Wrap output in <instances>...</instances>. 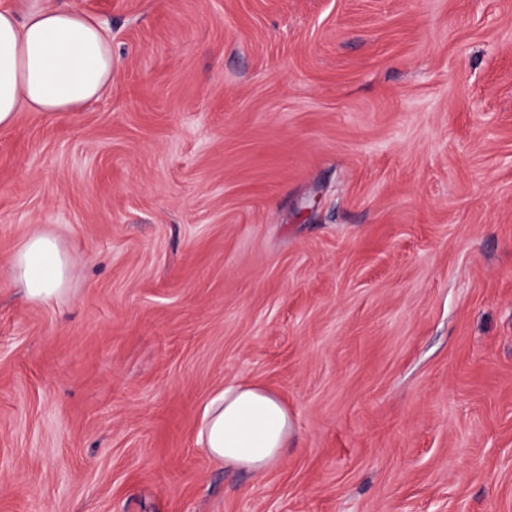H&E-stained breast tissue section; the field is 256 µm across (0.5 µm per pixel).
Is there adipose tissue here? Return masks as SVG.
<instances>
[{"instance_id": "adipose-tissue-1", "label": "adipose tissue", "mask_w": 512, "mask_h": 512, "mask_svg": "<svg viewBox=\"0 0 512 512\" xmlns=\"http://www.w3.org/2000/svg\"><path fill=\"white\" fill-rule=\"evenodd\" d=\"M111 82L112 40L97 18L38 0L0 10V128L24 109L48 117L79 111ZM70 268L56 239L35 230L10 272L26 300L46 303L62 293ZM292 432L275 393L233 380L204 405L196 442L225 467L263 473L279 463Z\"/></svg>"}]
</instances>
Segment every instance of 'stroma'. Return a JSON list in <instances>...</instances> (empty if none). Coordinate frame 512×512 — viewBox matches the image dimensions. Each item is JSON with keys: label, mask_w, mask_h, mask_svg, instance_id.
I'll use <instances>...</instances> for the list:
<instances>
[{"label": "stroma", "mask_w": 512, "mask_h": 512, "mask_svg": "<svg viewBox=\"0 0 512 512\" xmlns=\"http://www.w3.org/2000/svg\"><path fill=\"white\" fill-rule=\"evenodd\" d=\"M42 3L112 83L0 129V512H512V0ZM233 379L262 474L196 443ZM70 268L56 239L34 230L15 253L10 272L26 300L48 303L66 289ZM292 432L288 407L275 393L233 380L204 405L196 442L224 467L264 473L279 463Z\"/></svg>", "instance_id": "obj_1"}]
</instances>
